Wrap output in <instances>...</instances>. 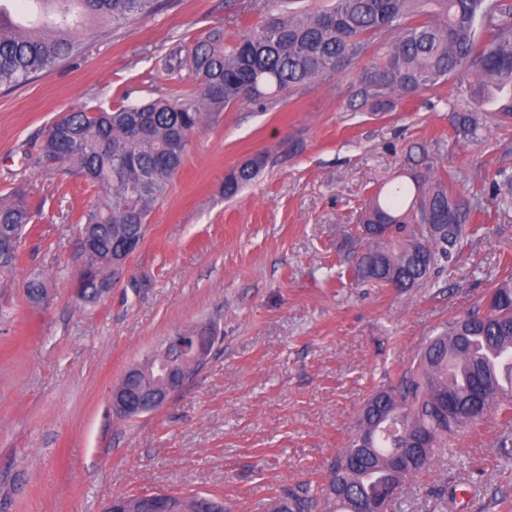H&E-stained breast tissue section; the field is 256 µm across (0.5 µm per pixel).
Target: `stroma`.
Listing matches in <instances>:
<instances>
[{
	"mask_svg": "<svg viewBox=\"0 0 512 512\" xmlns=\"http://www.w3.org/2000/svg\"><path fill=\"white\" fill-rule=\"evenodd\" d=\"M272 0H164L156 14L87 39L81 55L0 89V197L24 189L33 230L0 276V512H102L115 496L220 494L227 512H267L300 483L320 484L385 372L410 365L448 319L482 303L512 257V215L484 200L486 234L469 240L435 285L407 295L339 282L359 251L348 234L376 193L426 165L470 193L512 173V125L487 120L458 140L457 83L374 112L356 96L362 62L279 103L233 104L193 137L140 249L96 306L71 288L75 220L98 199L64 169L24 151L69 110L169 94L161 69L212 29L259 25ZM272 161L233 198L226 175L252 155ZM32 273L47 301L29 303ZM213 324L201 371L162 409L113 416L109 395L167 336ZM512 426L498 412L462 428L413 478L400 512H512Z\"/></svg>",
	"mask_w": 512,
	"mask_h": 512,
	"instance_id": "obj_1",
	"label": "stroma"
}]
</instances>
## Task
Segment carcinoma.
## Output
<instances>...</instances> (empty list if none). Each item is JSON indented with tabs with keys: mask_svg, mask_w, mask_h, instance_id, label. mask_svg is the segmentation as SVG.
<instances>
[{
	"mask_svg": "<svg viewBox=\"0 0 512 512\" xmlns=\"http://www.w3.org/2000/svg\"><path fill=\"white\" fill-rule=\"evenodd\" d=\"M36 12L17 21L0 7V88L11 89L79 57L83 38L155 13L159 0H30ZM275 3L263 24L233 40L220 30L198 39L164 69L185 88L115 107L66 112L38 136L30 164L44 171L68 166L101 191L77 218L78 262L89 279L78 299L94 306L112 287V256L133 237L144 241L152 208L163 199L187 157L194 134L217 122L230 104L264 105L368 57L358 96L378 109L391 101L460 79L466 108L456 133L479 139L493 112L512 120V0H333L320 11ZM269 164L256 154L232 169L224 195L232 197ZM496 211L512 214V175L490 183ZM479 202L448 186L433 167L375 195L357 226L363 251L351 266L359 284L400 294L426 288L476 236L470 223ZM34 213L16 191L0 198V274L12 272ZM486 301L428 339L398 381L377 386L362 406L351 436L328 465L323 483L298 484L283 499L288 512H342L332 495L340 484L365 512L389 505L406 481L428 469L448 437L497 407L512 412V264ZM44 280L25 283L39 304ZM160 381L148 359L128 381ZM402 456L404 467L392 459Z\"/></svg>",
	"mask_w": 512,
	"mask_h": 512,
	"instance_id": "carcinoma-1",
	"label": "carcinoma"
}]
</instances>
